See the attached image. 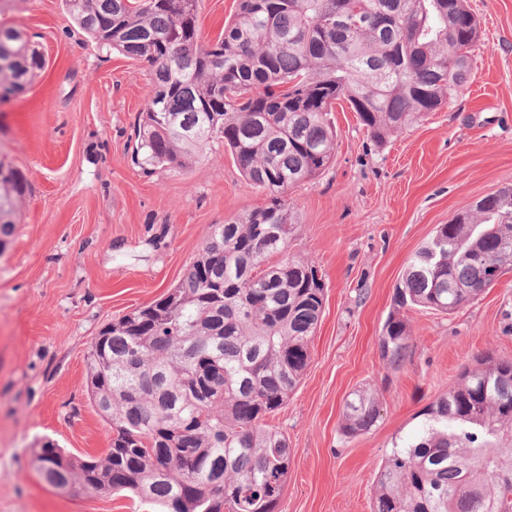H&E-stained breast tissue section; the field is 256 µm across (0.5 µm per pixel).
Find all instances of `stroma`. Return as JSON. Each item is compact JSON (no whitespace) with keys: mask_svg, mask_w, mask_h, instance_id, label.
<instances>
[{"mask_svg":"<svg viewBox=\"0 0 512 512\" xmlns=\"http://www.w3.org/2000/svg\"><path fill=\"white\" fill-rule=\"evenodd\" d=\"M481 40L450 105L374 143L348 103L333 106L331 167L295 187L288 251L325 283L321 323L296 391L268 424L295 456L280 512H371L373 482L395 439L489 350L512 358V270L454 314L409 311L399 368L378 337L394 287L439 225L512 186V0H468ZM46 68L0 102V162L30 192L0 252V512H157L128 493L62 492L34 460L50 440L76 456L112 441L87 394L86 355L112 319L175 286L213 225L266 203L223 143L187 170L135 164L147 63L99 50L64 0H0ZM368 389L380 417L342 435L346 397Z\"/></svg>","mask_w":512,"mask_h":512,"instance_id":"stroma-1","label":"stroma"}]
</instances>
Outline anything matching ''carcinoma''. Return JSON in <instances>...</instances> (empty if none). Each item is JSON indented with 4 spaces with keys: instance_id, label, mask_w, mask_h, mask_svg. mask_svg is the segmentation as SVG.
Returning a JSON list of instances; mask_svg holds the SVG:
<instances>
[{
    "instance_id": "obj_1",
    "label": "carcinoma",
    "mask_w": 512,
    "mask_h": 512,
    "mask_svg": "<svg viewBox=\"0 0 512 512\" xmlns=\"http://www.w3.org/2000/svg\"><path fill=\"white\" fill-rule=\"evenodd\" d=\"M100 49L149 65L150 94L134 160L191 167L222 142L268 203L214 226L182 278L159 300L112 321L86 356L88 394L112 428L100 457L47 442L44 481L88 495L127 491L162 512H277L295 449L265 422L297 388L324 307L314 265L288 255L297 230L288 190L336 156L329 115L345 101L376 143L450 104L470 70L479 22L466 0H238L224 35L202 40L199 0H65ZM15 62L0 89L29 81L42 58L12 28ZM28 192L0 177V248ZM512 267V187L443 224L396 284L379 336L381 359L403 363L406 311L451 314ZM380 416L366 389L344 403L340 429ZM394 442L371 512H512V358L490 352Z\"/></svg>"
}]
</instances>
